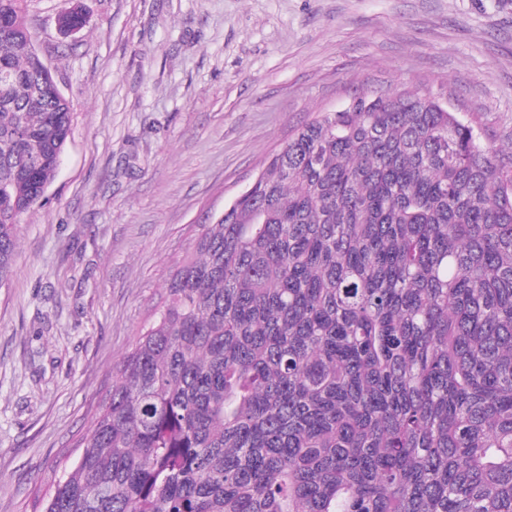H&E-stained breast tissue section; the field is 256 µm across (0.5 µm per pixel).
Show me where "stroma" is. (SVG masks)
Listing matches in <instances>:
<instances>
[{"label":"stroma","instance_id":"obj_1","mask_svg":"<svg viewBox=\"0 0 512 512\" xmlns=\"http://www.w3.org/2000/svg\"><path fill=\"white\" fill-rule=\"evenodd\" d=\"M28 0L73 105L0 285V512H42L116 369L190 254L270 156L359 93L447 102L512 142V0Z\"/></svg>","mask_w":512,"mask_h":512}]
</instances>
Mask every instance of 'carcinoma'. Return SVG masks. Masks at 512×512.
Masks as SVG:
<instances>
[{
	"label": "carcinoma",
	"mask_w": 512,
	"mask_h": 512,
	"mask_svg": "<svg viewBox=\"0 0 512 512\" xmlns=\"http://www.w3.org/2000/svg\"><path fill=\"white\" fill-rule=\"evenodd\" d=\"M0 0V284L70 100ZM425 94L308 122L202 226L45 512H512V170Z\"/></svg>",
	"instance_id": "obj_1"
}]
</instances>
